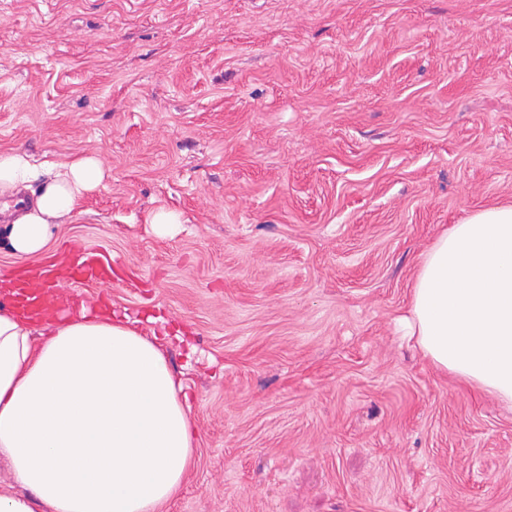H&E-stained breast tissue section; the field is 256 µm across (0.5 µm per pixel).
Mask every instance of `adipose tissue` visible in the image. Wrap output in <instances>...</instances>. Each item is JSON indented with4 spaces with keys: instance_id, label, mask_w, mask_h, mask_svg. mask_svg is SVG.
I'll use <instances>...</instances> for the list:
<instances>
[{
    "instance_id": "adipose-tissue-1",
    "label": "adipose tissue",
    "mask_w": 512,
    "mask_h": 512,
    "mask_svg": "<svg viewBox=\"0 0 512 512\" xmlns=\"http://www.w3.org/2000/svg\"><path fill=\"white\" fill-rule=\"evenodd\" d=\"M107 178L93 156L39 164L0 152V196H33L7 226L14 253H42L53 226ZM10 294L0 279V456L24 493H0V512H159L196 444L162 339L127 315L25 314ZM402 328L436 368L512 407V203L438 235Z\"/></svg>"
}]
</instances>
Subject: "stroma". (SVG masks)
<instances>
[{
  "instance_id": "stroma-1",
  "label": "stroma",
  "mask_w": 512,
  "mask_h": 512,
  "mask_svg": "<svg viewBox=\"0 0 512 512\" xmlns=\"http://www.w3.org/2000/svg\"><path fill=\"white\" fill-rule=\"evenodd\" d=\"M0 150L109 172L43 255L0 222V272L103 248L66 290L165 320L197 448L160 512H512V408L397 330L512 203V0H0ZM64 258L69 271L72 272L74 281L111 283L112 282V260L106 256L92 251L82 250L74 247L68 250Z\"/></svg>"
}]
</instances>
